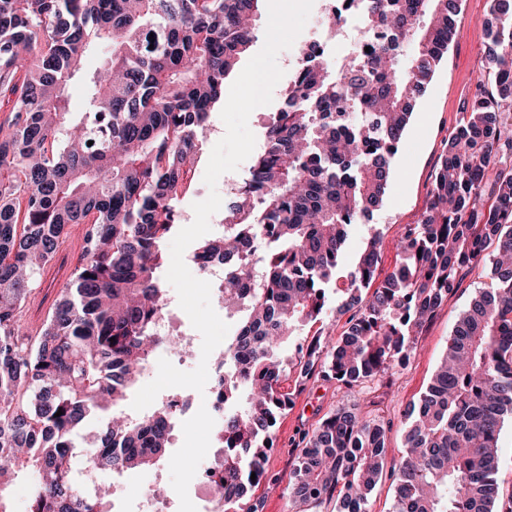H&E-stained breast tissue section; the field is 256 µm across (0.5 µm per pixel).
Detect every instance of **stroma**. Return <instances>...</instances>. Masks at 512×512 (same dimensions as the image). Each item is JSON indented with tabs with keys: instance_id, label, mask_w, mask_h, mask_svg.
Listing matches in <instances>:
<instances>
[{
	"instance_id": "1",
	"label": "stroma",
	"mask_w": 512,
	"mask_h": 512,
	"mask_svg": "<svg viewBox=\"0 0 512 512\" xmlns=\"http://www.w3.org/2000/svg\"><path fill=\"white\" fill-rule=\"evenodd\" d=\"M487 18L488 0H461L453 41L425 93L417 99L413 120L399 145L388 179L386 201L354 226L344 247L342 270L350 269L367 238L376 232L380 235L381 250L377 274L383 279L393 271L402 228L419 223L438 159L457 125L464 99L483 72ZM63 280V274L53 267L45 268L37 276L26 302L25 321H43ZM491 286L489 267L473 271L461 288L449 294L410 355L364 386L350 391L321 376L308 381L275 427L274 446L267 460L270 481L250 493V501L261 502L260 512H293L286 479L296 461L298 441L338 409L347 408L390 422L386 465L397 466L405 454L404 410L425 392L457 321L479 291Z\"/></svg>"
}]
</instances>
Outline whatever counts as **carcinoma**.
<instances>
[{
    "mask_svg": "<svg viewBox=\"0 0 512 512\" xmlns=\"http://www.w3.org/2000/svg\"><path fill=\"white\" fill-rule=\"evenodd\" d=\"M261 0H0V512L10 479L35 475L27 512H112V493L76 477L169 463L173 419L159 401L121 411L158 350L167 290L160 242L181 224L201 138L225 79L251 47ZM390 44L338 72L301 62L271 113L224 230L194 257L224 264V311L238 315L224 357L218 440L224 512L271 479L277 418L315 372L351 390L408 356L448 293L488 262L495 287L459 319L426 392L406 412V455L390 471L392 512H512L500 499L498 436L512 417V0H490L487 78H478L432 176L429 203L406 224L399 260L377 288L379 235L338 274L351 227L382 206L391 165L454 29L460 0H364ZM415 45L401 62L397 49ZM106 45V61L82 71ZM79 82L86 111L69 116ZM352 112H333L337 103ZM84 246L37 335L19 322L35 276L59 260L69 229ZM496 254H488L490 246ZM345 330L332 343L331 296ZM315 338L291 357L300 328ZM115 341H110V338ZM112 409L78 451L85 419ZM62 414H57V411ZM390 424L340 409L302 436L288 475L296 512L336 502L368 512ZM256 478H251V475Z\"/></svg>",
    "mask_w": 512,
    "mask_h": 512,
    "instance_id": "carcinoma-1",
    "label": "carcinoma"
}]
</instances>
